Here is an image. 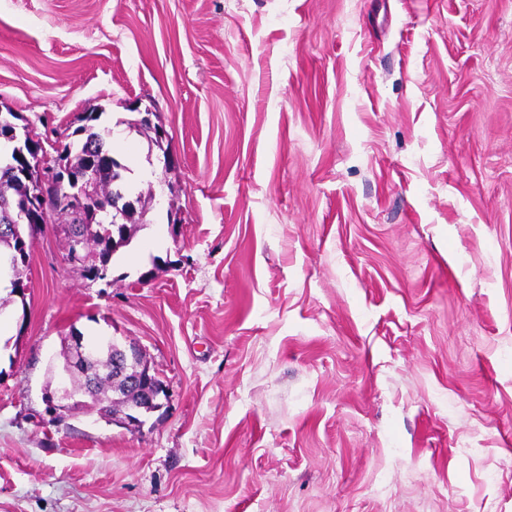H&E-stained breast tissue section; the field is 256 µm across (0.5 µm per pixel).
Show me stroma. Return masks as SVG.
Wrapping results in <instances>:
<instances>
[{
    "label": "stroma",
    "instance_id": "obj_1",
    "mask_svg": "<svg viewBox=\"0 0 512 512\" xmlns=\"http://www.w3.org/2000/svg\"><path fill=\"white\" fill-rule=\"evenodd\" d=\"M0 103L156 195L105 279L32 242L0 512H512V0H0ZM74 329L167 408L52 419ZM140 114H144L138 121L137 125L140 129L143 127L146 128L149 132L153 133V138L148 137L149 143V152L154 151V148H157L162 153H167V148L164 147V143L168 141V133L166 129L161 125H155L153 123V111L150 108H146L145 112H139Z\"/></svg>",
    "mask_w": 512,
    "mask_h": 512
}]
</instances>
